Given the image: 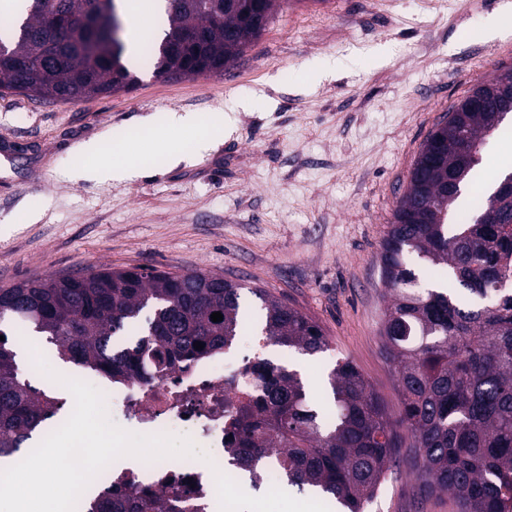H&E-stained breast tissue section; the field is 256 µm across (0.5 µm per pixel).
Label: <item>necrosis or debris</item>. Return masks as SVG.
<instances>
[{"label":"necrosis or debris","mask_w":512,"mask_h":512,"mask_svg":"<svg viewBox=\"0 0 512 512\" xmlns=\"http://www.w3.org/2000/svg\"><path fill=\"white\" fill-rule=\"evenodd\" d=\"M241 369L234 356L221 352L147 380L129 377L117 382L88 367L72 370L71 378L86 381L105 395L116 425H131L145 434L187 436L206 454L202 460L135 458L124 466L109 465L81 494L76 512H88L108 490L139 496L159 489L166 490L179 512H225V482L240 478L242 472L229 465L224 453V414L234 409L224 401V381Z\"/></svg>","instance_id":"necrosis-or-debris-1"}]
</instances>
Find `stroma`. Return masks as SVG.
<instances>
[{"instance_id": "35a3bbf8", "label": "stroma", "mask_w": 512, "mask_h": 512, "mask_svg": "<svg viewBox=\"0 0 512 512\" xmlns=\"http://www.w3.org/2000/svg\"><path fill=\"white\" fill-rule=\"evenodd\" d=\"M512 0H283L263 35L220 75L167 77L134 67L132 90L74 102L0 95V288L102 266L204 272L247 284L239 356L253 353L261 302L293 305L324 330L313 357H264L318 387L352 360L398 415L379 336V253L413 162L454 102L512 66V32L486 37ZM192 112L196 136L149 119ZM130 148L132 180H71ZM388 475L363 512H451Z\"/></svg>"}]
</instances>
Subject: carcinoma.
<instances>
[{"label": "carcinoma", "mask_w": 512, "mask_h": 512, "mask_svg": "<svg viewBox=\"0 0 512 512\" xmlns=\"http://www.w3.org/2000/svg\"><path fill=\"white\" fill-rule=\"evenodd\" d=\"M22 0L27 28L5 25L0 93L75 101L128 90L138 79L126 63L128 18L117 0ZM166 42L147 44L155 72L221 74L257 40L278 0H165ZM97 11L92 28L55 33L50 15ZM195 37L186 42L183 32ZM502 72L451 107L428 135L383 241L380 262L390 291L379 335L394 371L400 412L349 359L327 375L326 393L265 358L246 367L256 393L237 391L224 418L229 461L257 483L277 464L300 491L336 512H362L388 472L405 462L421 497L446 493L456 512H512V171L496 175L466 208L454 209L477 180L487 139L512 116ZM445 274L426 285L420 267ZM244 287L222 275L100 268L86 275L23 280L0 288V470L19 463L37 441L54 401L19 373L22 330L47 337L58 356L114 379L148 362L168 372L178 362L223 351L239 335ZM249 292L264 304L265 344L303 355L324 352L322 328L298 309ZM219 312L223 320L214 322ZM204 348L197 350L194 342ZM410 438L404 445L401 431ZM94 512H172L162 490L136 497L107 493Z\"/></svg>", "instance_id": "cac0c4a2"}]
</instances>
